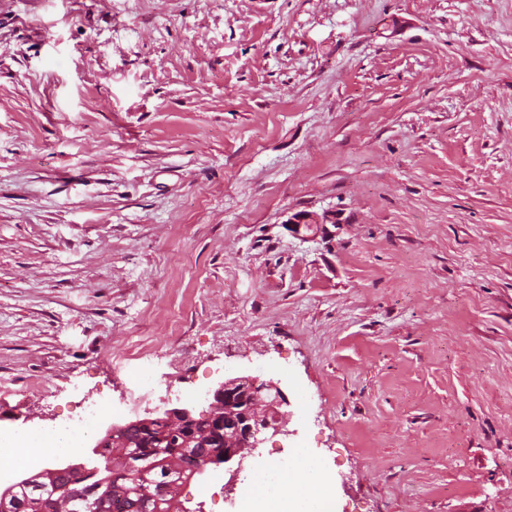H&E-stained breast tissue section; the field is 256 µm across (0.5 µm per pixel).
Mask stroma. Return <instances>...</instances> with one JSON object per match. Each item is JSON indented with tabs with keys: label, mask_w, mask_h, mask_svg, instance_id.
Wrapping results in <instances>:
<instances>
[{
	"label": "stroma",
	"mask_w": 512,
	"mask_h": 512,
	"mask_svg": "<svg viewBox=\"0 0 512 512\" xmlns=\"http://www.w3.org/2000/svg\"><path fill=\"white\" fill-rule=\"evenodd\" d=\"M133 353L279 383L332 512H512V0H0V428ZM285 224H288L295 235L306 237L307 235L303 232L313 231L314 234L321 232L323 229L321 224H336V217L331 214L319 217L311 212L302 211L290 215Z\"/></svg>",
	"instance_id": "35a3bbf8"
}]
</instances>
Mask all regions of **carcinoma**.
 I'll return each mask as SVG.
<instances>
[{"label": "carcinoma", "instance_id": "carcinoma-1", "mask_svg": "<svg viewBox=\"0 0 512 512\" xmlns=\"http://www.w3.org/2000/svg\"><path fill=\"white\" fill-rule=\"evenodd\" d=\"M181 440L169 442L160 437L159 431L151 433L137 426L127 428L116 436L112 449L124 453L125 463L112 467V455L103 456V462L88 464L80 474L81 487L92 500L104 504L105 512H140L138 504L151 493L159 496L162 512H185L181 501L162 493L168 478L163 461L181 452ZM46 478L44 484L57 489L49 497L35 483L14 488L12 495L18 500L22 512H66L67 493L73 475L57 472L54 467L40 471Z\"/></svg>", "mask_w": 512, "mask_h": 512}]
</instances>
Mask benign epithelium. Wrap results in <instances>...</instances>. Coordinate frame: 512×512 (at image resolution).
Instances as JSON below:
<instances>
[{"instance_id":"1","label":"benign epithelium","mask_w":512,"mask_h":512,"mask_svg":"<svg viewBox=\"0 0 512 512\" xmlns=\"http://www.w3.org/2000/svg\"><path fill=\"white\" fill-rule=\"evenodd\" d=\"M336 223V217L325 214L321 217L307 211L297 212L288 217L286 224L291 231L301 236L305 232H320L325 224ZM288 405V398L282 389L271 381H262L253 376H236L219 383L209 398V411L199 418L192 405L176 406L164 411L146 413L125 424L111 425L104 436L96 443V448L88 452L86 459L96 457V449L105 446L112 436L121 433L131 425L152 427L155 423L165 425V429L176 432L185 427L195 428L205 424V440H221L224 448L221 453H200L193 449L199 461L195 469L198 474L204 473L211 466L242 465L245 455L259 447L264 441L263 435L285 432L287 412L283 407ZM23 482L17 475L6 479L0 478V512H15L17 502L12 498L13 486Z\"/></svg>"}]
</instances>
